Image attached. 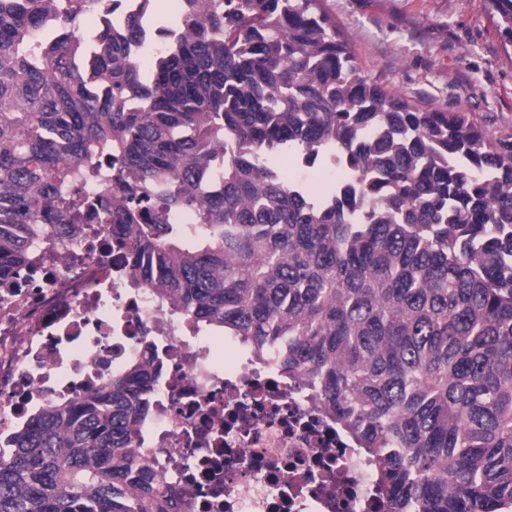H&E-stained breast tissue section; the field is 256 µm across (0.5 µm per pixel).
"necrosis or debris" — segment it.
I'll use <instances>...</instances> for the list:
<instances>
[{
    "label": "necrosis or debris",
    "mask_w": 512,
    "mask_h": 512,
    "mask_svg": "<svg viewBox=\"0 0 512 512\" xmlns=\"http://www.w3.org/2000/svg\"><path fill=\"white\" fill-rule=\"evenodd\" d=\"M36 244L29 287L0 298V435L48 402H67L152 348L163 363L137 456L179 512H380L376 459L317 408L313 387L211 336L139 292L106 245Z\"/></svg>",
    "instance_id": "4bbe7bcc"
}]
</instances>
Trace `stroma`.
I'll return each mask as SVG.
<instances>
[{
  "label": "stroma",
  "instance_id": "35a3bbf8",
  "mask_svg": "<svg viewBox=\"0 0 512 512\" xmlns=\"http://www.w3.org/2000/svg\"><path fill=\"white\" fill-rule=\"evenodd\" d=\"M364 73L414 104L512 136V44L490 0H325Z\"/></svg>",
  "mask_w": 512,
  "mask_h": 512
}]
</instances>
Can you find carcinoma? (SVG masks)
<instances>
[{
    "instance_id": "cac0c4a2",
    "label": "carcinoma",
    "mask_w": 512,
    "mask_h": 512,
    "mask_svg": "<svg viewBox=\"0 0 512 512\" xmlns=\"http://www.w3.org/2000/svg\"><path fill=\"white\" fill-rule=\"evenodd\" d=\"M151 3L0 0V289L110 224L135 287L313 383L387 512H512V142L361 74L323 0ZM285 154L341 177L316 197ZM149 376L8 436L0 512H175L136 459Z\"/></svg>"
}]
</instances>
